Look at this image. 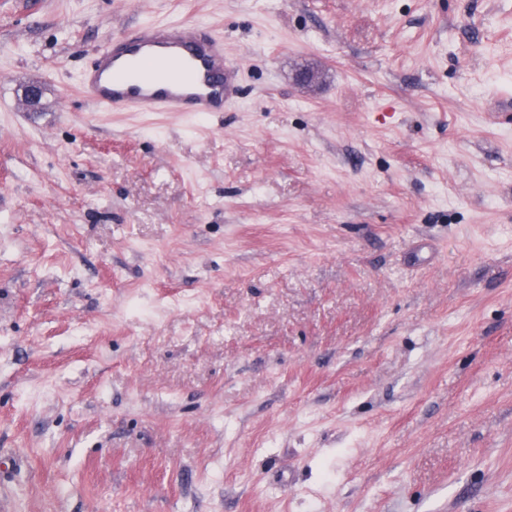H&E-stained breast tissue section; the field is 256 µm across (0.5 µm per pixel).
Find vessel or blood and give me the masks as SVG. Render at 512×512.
<instances>
[{"label":"vessel or blood","instance_id":"b4317fda","mask_svg":"<svg viewBox=\"0 0 512 512\" xmlns=\"http://www.w3.org/2000/svg\"><path fill=\"white\" fill-rule=\"evenodd\" d=\"M238 81L221 38L157 23L113 37L79 73L84 94L115 112H220L236 97Z\"/></svg>","mask_w":512,"mask_h":512}]
</instances>
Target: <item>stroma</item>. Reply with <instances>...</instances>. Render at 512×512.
Here are the masks:
<instances>
[{"label": "stroma", "mask_w": 512, "mask_h": 512, "mask_svg": "<svg viewBox=\"0 0 512 512\" xmlns=\"http://www.w3.org/2000/svg\"><path fill=\"white\" fill-rule=\"evenodd\" d=\"M150 21L235 102L83 98ZM0 500L512 512V0H0Z\"/></svg>", "instance_id": "stroma-1"}]
</instances>
